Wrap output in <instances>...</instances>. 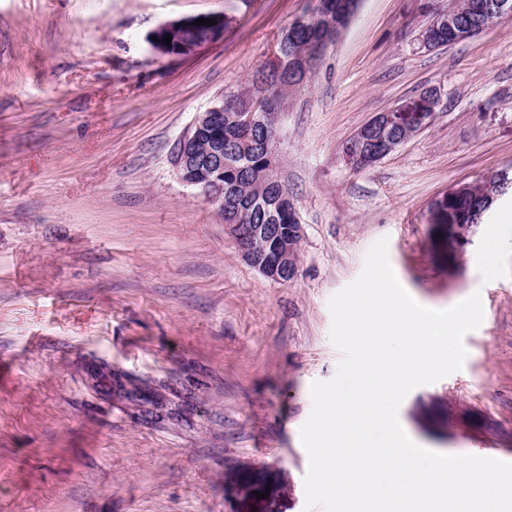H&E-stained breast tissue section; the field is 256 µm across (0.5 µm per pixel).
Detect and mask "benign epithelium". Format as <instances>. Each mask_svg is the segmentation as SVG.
Here are the masks:
<instances>
[{"label": "benign epithelium", "mask_w": 512, "mask_h": 512, "mask_svg": "<svg viewBox=\"0 0 512 512\" xmlns=\"http://www.w3.org/2000/svg\"><path fill=\"white\" fill-rule=\"evenodd\" d=\"M486 10L493 20L497 21L505 16H512V4L509 0H489ZM197 16L192 15L172 20L159 25L154 34L151 48L159 55L164 54L162 36L172 33L179 28L193 25ZM224 34V26L216 23L208 26L206 37L196 41L186 55H192L218 36ZM268 85L263 83L257 87L252 99L244 102L236 113V121L243 127L262 125L269 131V140L275 141L277 127L281 113L269 111L276 106L267 92ZM224 99H219L210 107L197 113L190 128L179 138L176 153L175 167L179 179L201 191L205 198L214 204L219 213L229 202L224 200V133L221 132L224 123V113L221 105ZM440 105V96L437 91H426L408 102L402 103L387 112L375 114L364 124L345 146L346 160L352 166L359 168L367 163V158L379 161L397 147L408 140L403 136L386 144L380 153L369 156L352 152V144L366 141L372 134H382L386 128L397 123L408 129L423 130L428 127ZM209 133L211 137L205 152L195 149L202 135ZM512 186L509 173L504 171L492 176V180L482 186L478 195L481 205L463 216L448 211L447 223L453 228L447 230L444 239V249L450 256L459 254L468 244V231L481 223L484 214L504 195ZM463 224L466 231L456 234L454 225ZM225 229L235 239L242 257L246 263L257 269L265 277L280 282L293 278L297 271L296 240L300 236L299 224H227ZM226 489L231 492L240 503L239 512H276L280 509L282 500L288 497V481L276 469L265 466H244L239 468L234 476L226 483ZM267 493V497L259 499L256 493Z\"/></svg>", "instance_id": "obj_1"}]
</instances>
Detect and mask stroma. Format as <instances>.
I'll return each instance as SVG.
<instances>
[{
  "label": "stroma",
  "mask_w": 512,
  "mask_h": 512,
  "mask_svg": "<svg viewBox=\"0 0 512 512\" xmlns=\"http://www.w3.org/2000/svg\"><path fill=\"white\" fill-rule=\"evenodd\" d=\"M314 0H0V512H236L225 480L266 465L304 512L300 429L330 379V297L388 238L400 284L440 305L480 294L461 370L398 413L441 451L512 462V197L455 263L432 203L512 168V16L427 49L420 0H361L288 94L278 176L301 239L291 280L245 263L214 205L182 183L179 137L248 91ZM234 21L184 58L160 24ZM431 125L371 167L343 148L422 91ZM496 267L478 284L488 227ZM200 16L197 17V15H192L188 17H183L177 20H172L166 23H163L159 25L153 33L156 36V39H153V44L151 45V48L154 52H156L159 55L164 54V43L162 42V36L166 33H172L176 29L184 28L188 26L193 25V21L197 20L198 18H204L209 19V22H211V19L206 17V14H198Z\"/></svg>",
  "instance_id": "1"
}]
</instances>
